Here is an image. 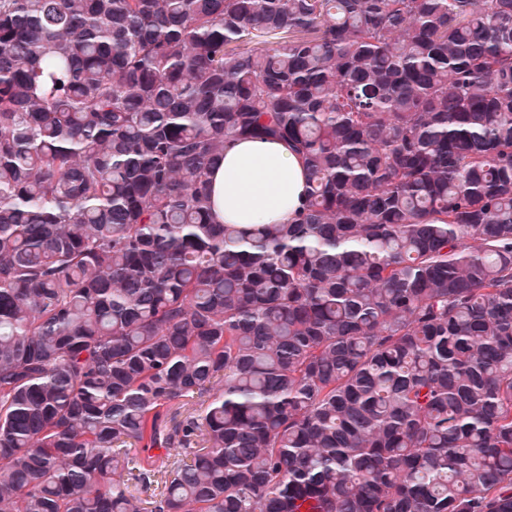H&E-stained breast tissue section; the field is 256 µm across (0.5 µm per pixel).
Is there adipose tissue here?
<instances>
[{
    "label": "adipose tissue",
    "instance_id": "1",
    "mask_svg": "<svg viewBox=\"0 0 512 512\" xmlns=\"http://www.w3.org/2000/svg\"><path fill=\"white\" fill-rule=\"evenodd\" d=\"M305 185V165L287 143L242 139L210 175L213 214L221 224H285Z\"/></svg>",
    "mask_w": 512,
    "mask_h": 512
}]
</instances>
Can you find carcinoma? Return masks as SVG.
I'll list each match as a JSON object with an SVG mask.
<instances>
[{
    "instance_id": "cac0c4a2",
    "label": "carcinoma",
    "mask_w": 512,
    "mask_h": 512,
    "mask_svg": "<svg viewBox=\"0 0 512 512\" xmlns=\"http://www.w3.org/2000/svg\"><path fill=\"white\" fill-rule=\"evenodd\" d=\"M0 512H512V0H0ZM306 168L287 143L241 139L212 169L213 214L220 224H288L302 204Z\"/></svg>"
}]
</instances>
